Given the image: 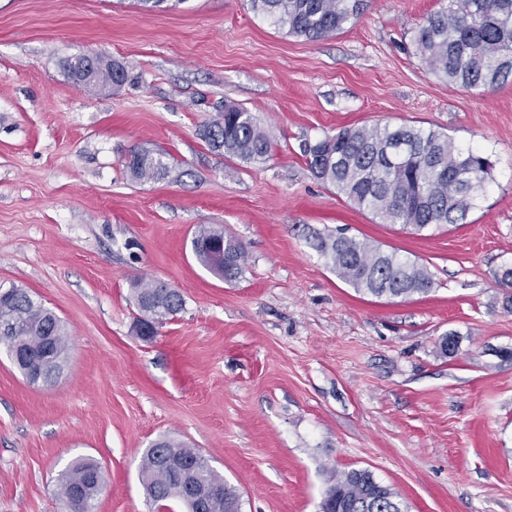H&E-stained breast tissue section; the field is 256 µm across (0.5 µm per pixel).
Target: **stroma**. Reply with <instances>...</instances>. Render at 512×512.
<instances>
[{"instance_id": "1", "label": "stroma", "mask_w": 512, "mask_h": 512, "mask_svg": "<svg viewBox=\"0 0 512 512\" xmlns=\"http://www.w3.org/2000/svg\"><path fill=\"white\" fill-rule=\"evenodd\" d=\"M443 0H365L309 43L249 0H0V289L21 288L70 336L67 365L32 385L0 346V512H61L55 478L98 461L96 512H157L140 483L151 443L200 451L241 512H319L333 472L370 470L404 512H512V81L466 89L412 43ZM121 63L92 93L60 67ZM273 150L246 164L202 138L225 101ZM417 125L489 156L466 220L417 235L315 179L303 147L347 126ZM164 152L137 181L126 164ZM223 229L248 252L218 279L191 240ZM347 235L425 264L435 287L400 301L358 293L307 242ZM185 300L153 338L130 283ZM460 336L442 355L445 334ZM163 157V153L136 152L131 156L127 167L134 179L139 181L149 180L166 169Z\"/></svg>"}]
</instances>
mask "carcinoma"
Segmentation results:
<instances>
[{
    "instance_id": "1",
    "label": "carcinoma",
    "mask_w": 512,
    "mask_h": 512,
    "mask_svg": "<svg viewBox=\"0 0 512 512\" xmlns=\"http://www.w3.org/2000/svg\"><path fill=\"white\" fill-rule=\"evenodd\" d=\"M364 0H250L251 9L269 19L286 34L317 42L354 23ZM417 53L431 73L450 85L493 88L512 78V0H447L440 10L427 15L413 39ZM63 70L89 92L122 86L123 65L102 55L90 65L85 56L67 58ZM215 151L244 163L267 160L273 139L252 113L228 102L221 117L203 132ZM311 174L335 187L360 209L371 211L384 224H400L417 233L431 226L457 224L467 217L485 187L492 163L481 151L462 148L447 135L421 126H350L303 149ZM131 176L139 181L154 178L166 169L163 154L136 152L128 162ZM311 246L336 275L357 291L377 298L407 299L427 295L434 279L427 267L384 251L344 230L307 235ZM224 244V265L212 262L209 245ZM197 262L214 276L234 281L244 273L247 254L224 230L200 229L192 240ZM131 295L138 311L140 336L155 334L158 325L172 318L184 305L178 292H168L161 282L135 279ZM11 331L1 334L0 345L19 349L13 362L32 384L49 383L67 363L68 343L64 324L21 288H11L0 298V322ZM166 458L201 460L193 479L224 489V494L196 502L182 488L179 472ZM140 481L147 496L161 509L177 501L185 512H228L240 502L234 488L209 467L198 450L164 438L146 449L140 464ZM63 512H95L104 489L99 463L79 458L56 478ZM397 493L378 481L367 469L334 473L322 502L327 512H403Z\"/></svg>"
}]
</instances>
